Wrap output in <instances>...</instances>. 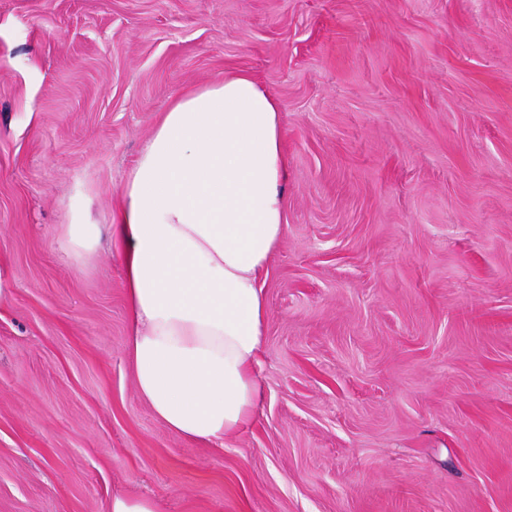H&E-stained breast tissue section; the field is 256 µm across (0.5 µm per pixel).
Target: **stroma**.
Here are the masks:
<instances>
[{
    "label": "stroma",
    "mask_w": 512,
    "mask_h": 512,
    "mask_svg": "<svg viewBox=\"0 0 512 512\" xmlns=\"http://www.w3.org/2000/svg\"><path fill=\"white\" fill-rule=\"evenodd\" d=\"M249 72L284 235L257 421L136 391L109 223L156 120ZM512 512V0H0V512ZM82 222L67 225L68 243L76 254L94 250L99 240V224ZM109 512H160V507L157 501L150 497L115 494Z\"/></svg>",
    "instance_id": "obj_1"
}]
</instances>
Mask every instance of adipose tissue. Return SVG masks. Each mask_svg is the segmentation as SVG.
I'll return each instance as SVG.
<instances>
[{
  "mask_svg": "<svg viewBox=\"0 0 512 512\" xmlns=\"http://www.w3.org/2000/svg\"><path fill=\"white\" fill-rule=\"evenodd\" d=\"M284 129L249 73L185 91L127 175L107 231L128 306L136 389L189 439H224L257 417L268 318L262 275L283 237ZM98 225H68L74 253Z\"/></svg>",
  "mask_w": 512,
  "mask_h": 512,
  "instance_id": "obj_1",
  "label": "adipose tissue"
}]
</instances>
